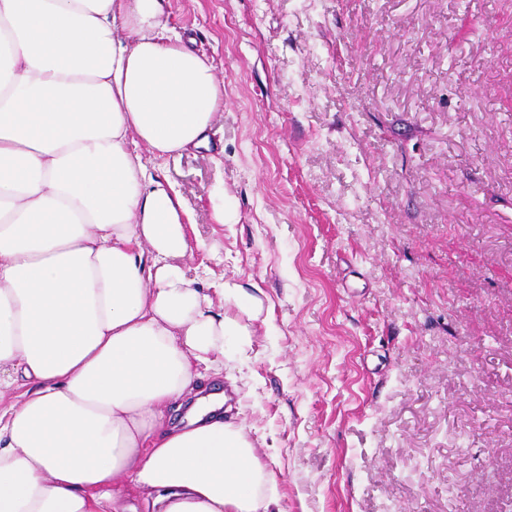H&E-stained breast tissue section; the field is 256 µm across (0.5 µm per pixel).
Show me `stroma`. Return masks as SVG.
I'll return each instance as SVG.
<instances>
[{"label": "stroma", "instance_id": "obj_1", "mask_svg": "<svg viewBox=\"0 0 512 512\" xmlns=\"http://www.w3.org/2000/svg\"><path fill=\"white\" fill-rule=\"evenodd\" d=\"M169 23L224 110L149 171L190 211L187 276L262 301L224 372L284 512H512V0Z\"/></svg>", "mask_w": 512, "mask_h": 512}]
</instances>
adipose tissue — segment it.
<instances>
[{
    "mask_svg": "<svg viewBox=\"0 0 512 512\" xmlns=\"http://www.w3.org/2000/svg\"><path fill=\"white\" fill-rule=\"evenodd\" d=\"M169 0H0V512H278L179 264L189 210L137 145H207L224 105ZM138 504H131L130 494Z\"/></svg>",
    "mask_w": 512,
    "mask_h": 512,
    "instance_id": "obj_1",
    "label": "adipose tissue"
}]
</instances>
